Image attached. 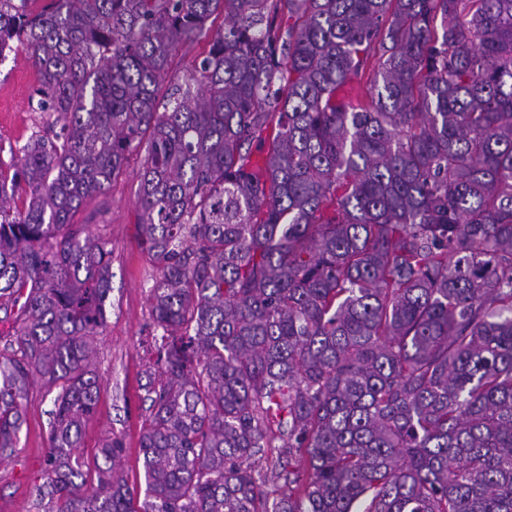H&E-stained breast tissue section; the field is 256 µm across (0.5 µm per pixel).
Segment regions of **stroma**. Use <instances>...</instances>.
Listing matches in <instances>:
<instances>
[{"label": "stroma", "mask_w": 512, "mask_h": 512, "mask_svg": "<svg viewBox=\"0 0 512 512\" xmlns=\"http://www.w3.org/2000/svg\"><path fill=\"white\" fill-rule=\"evenodd\" d=\"M37 85L36 69L23 49L0 60V161L10 162L32 134L46 125L43 113L33 111L31 97ZM139 155H132L123 174L105 194L88 199L73 218L112 249L111 288L106 323L96 337L94 363L100 392L97 411L83 431L79 450L86 465H93L107 438L120 437L126 448L123 460L129 485L144 491L139 458L140 438L147 412L142 402L145 372L153 364L149 290L158 277L151 256L138 243L136 192ZM56 390L34 382L24 400L26 422L19 447L0 462V512H46L35 486L49 451L48 432L55 414Z\"/></svg>", "instance_id": "obj_1"}]
</instances>
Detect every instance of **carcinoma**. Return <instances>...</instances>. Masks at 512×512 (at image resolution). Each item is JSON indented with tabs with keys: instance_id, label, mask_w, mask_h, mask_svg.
<instances>
[{
	"instance_id": "carcinoma-1",
	"label": "carcinoma",
	"mask_w": 512,
	"mask_h": 512,
	"mask_svg": "<svg viewBox=\"0 0 512 512\" xmlns=\"http://www.w3.org/2000/svg\"><path fill=\"white\" fill-rule=\"evenodd\" d=\"M35 2L0 0L52 118L0 163V458L59 389L50 512H512V0ZM142 148L140 500L122 439L76 455L112 250L72 218ZM202 45L193 42H182L173 57L168 69L166 85L184 83L185 79L194 71L195 66L201 58ZM374 68L371 63H368L364 68H362L359 72V75L354 79L352 85L355 90L352 92V95L358 93V97L361 100L369 101L373 94L377 93V88H375L374 82Z\"/></svg>"
}]
</instances>
